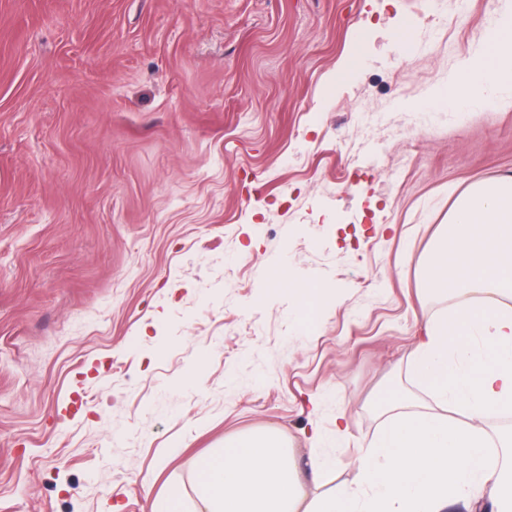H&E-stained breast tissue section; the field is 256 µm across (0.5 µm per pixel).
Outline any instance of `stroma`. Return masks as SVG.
<instances>
[{
	"label": "stroma",
	"instance_id": "obj_1",
	"mask_svg": "<svg viewBox=\"0 0 512 512\" xmlns=\"http://www.w3.org/2000/svg\"><path fill=\"white\" fill-rule=\"evenodd\" d=\"M510 20L0 0V512L188 507L200 459L266 429L332 457L326 488L357 481L443 307L424 260L462 191L512 176V84L428 97ZM276 265L329 301L267 295Z\"/></svg>",
	"mask_w": 512,
	"mask_h": 512
}]
</instances>
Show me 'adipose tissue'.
<instances>
[{
    "mask_svg": "<svg viewBox=\"0 0 512 512\" xmlns=\"http://www.w3.org/2000/svg\"><path fill=\"white\" fill-rule=\"evenodd\" d=\"M512 83V22L489 32L481 50L449 80L455 98ZM428 294L451 299L428 323L407 363L409 380L437 403L461 410L455 421L384 403L377 439L361 448L357 483L308 497L326 460L301 474L275 432L239 434L203 458L196 512H477L486 492L495 512H512V463L498 461L485 424L512 416V177L467 188L429 253L421 279Z\"/></svg>",
    "mask_w": 512,
    "mask_h": 512,
    "instance_id": "adipose-tissue-1",
    "label": "adipose tissue"
}]
</instances>
